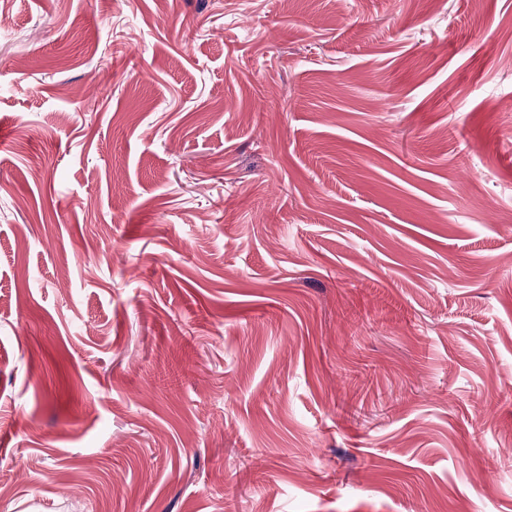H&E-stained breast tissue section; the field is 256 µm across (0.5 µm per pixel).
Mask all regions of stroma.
Here are the masks:
<instances>
[{"instance_id":"obj_1","label":"stroma","mask_w":512,"mask_h":512,"mask_svg":"<svg viewBox=\"0 0 512 512\" xmlns=\"http://www.w3.org/2000/svg\"><path fill=\"white\" fill-rule=\"evenodd\" d=\"M512 0H0V512H512Z\"/></svg>"}]
</instances>
